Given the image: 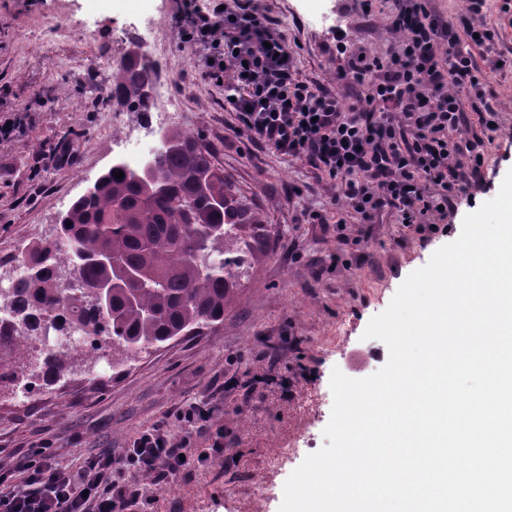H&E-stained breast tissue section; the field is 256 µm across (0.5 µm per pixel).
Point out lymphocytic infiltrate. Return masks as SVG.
Masks as SVG:
<instances>
[{
  "mask_svg": "<svg viewBox=\"0 0 512 512\" xmlns=\"http://www.w3.org/2000/svg\"><path fill=\"white\" fill-rule=\"evenodd\" d=\"M486 11L487 0H467L454 26L426 0H395L389 25L399 36L397 49L385 58L349 55L332 88L300 76L286 39L252 0H182L172 27L186 47L204 51L199 76L222 84L239 134L335 182V212L306 210V223L376 224L393 213L426 241L471 204L484 135L497 121L494 105L472 115L466 109L484 92L481 71L460 42L490 47L500 39L482 22ZM343 86L355 89L354 105H345ZM475 124L483 136L472 135ZM212 415L208 404L190 403L175 415L181 433L153 425L121 453L87 457L75 472L46 453L27 457L16 467L21 483L0 474V512H132L223 453V431L210 434L202 454L189 452L182 435L207 432Z\"/></svg>",
  "mask_w": 512,
  "mask_h": 512,
  "instance_id": "1",
  "label": "lymphocytic infiltrate"
}]
</instances>
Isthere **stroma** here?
I'll return each mask as SVG.
<instances>
[{
  "label": "stroma",
  "instance_id": "1",
  "mask_svg": "<svg viewBox=\"0 0 512 512\" xmlns=\"http://www.w3.org/2000/svg\"><path fill=\"white\" fill-rule=\"evenodd\" d=\"M180 0H0V116L42 94L25 130L0 142V257L20 258L53 239L62 209L113 162L106 103L112 61L130 40L161 59L168 91L238 197L261 213L269 246L248 258L223 323L112 365L73 366L60 381L27 390L26 375L0 388V473L41 448L77 469L103 449L124 448L181 405L210 400L212 422L230 431L233 463L175 481L143 512H279L284 484L320 450L333 405V369L361 379L388 361L384 342L364 338L369 321L432 254L461 234L469 207L427 242L394 216L377 224L305 223L308 208H331L336 189L306 163L235 137L224 92L198 75L201 55L181 48L170 19ZM274 19L301 77L326 87L348 52L386 57L394 0H323L335 29L312 27L310 0H254ZM485 91L500 114L486 152L484 204L512 170V69L484 67Z\"/></svg>",
  "mask_w": 512,
  "mask_h": 512
}]
</instances>
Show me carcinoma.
Instances as JSON below:
<instances>
[{
    "mask_svg": "<svg viewBox=\"0 0 512 512\" xmlns=\"http://www.w3.org/2000/svg\"><path fill=\"white\" fill-rule=\"evenodd\" d=\"M153 76L146 52L129 53L108 98L146 117L154 108ZM164 140L172 143L156 154L164 194L147 193L138 169L116 162L61 215L56 239L21 255L25 274L11 288L5 307L9 318L0 319V347L26 356L23 337L40 335L42 319L59 309L68 318L58 328L78 325L89 351L104 343L129 358L187 329L224 322L244 254L261 249L263 218L236 197L224 170L195 136L170 130ZM217 197L224 198V208L213 206ZM106 251L115 265L97 261ZM60 258L72 277L87 286L124 272L140 276L146 286L135 288L132 300L126 289L113 292L108 311L88 294L67 302L57 274ZM69 364L66 352L46 354L42 381L59 378Z\"/></svg>",
    "mask_w": 512,
    "mask_h": 512,
    "instance_id": "1",
    "label": "carcinoma"
}]
</instances>
